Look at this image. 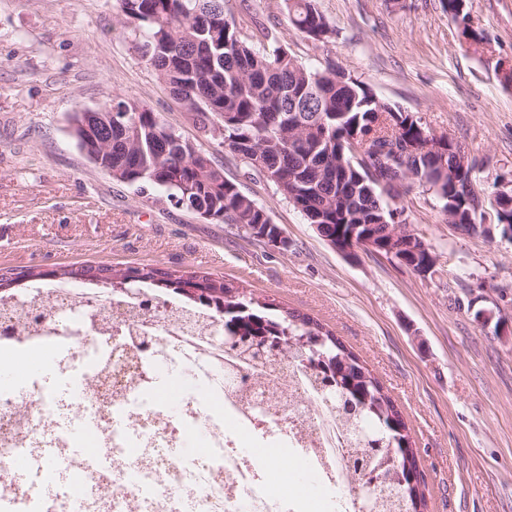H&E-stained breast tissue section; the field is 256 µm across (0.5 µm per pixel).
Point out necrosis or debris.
Returning <instances> with one entry per match:
<instances>
[{
	"label": "necrosis or debris",
	"instance_id": "4bbe7bcc",
	"mask_svg": "<svg viewBox=\"0 0 512 512\" xmlns=\"http://www.w3.org/2000/svg\"><path fill=\"white\" fill-rule=\"evenodd\" d=\"M212 312L150 288L43 283L0 304V512H364L356 444L312 368L224 348ZM315 490L291 497L260 449Z\"/></svg>",
	"mask_w": 512,
	"mask_h": 512
}]
</instances>
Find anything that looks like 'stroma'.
<instances>
[{"label": "stroma", "instance_id": "1", "mask_svg": "<svg viewBox=\"0 0 512 512\" xmlns=\"http://www.w3.org/2000/svg\"><path fill=\"white\" fill-rule=\"evenodd\" d=\"M226 0L241 34L264 19L278 45L333 61L376 98L447 134L479 166L490 199L512 182V0H466L487 51L461 46L441 0H315L334 37L310 40L282 0ZM116 0H0V271L144 265L241 283L327 324L400 407L425 480L427 512H512V240L449 224L422 186L397 199L439 263L423 278L389 256L333 249L220 136L196 126L134 49ZM113 99L148 103L267 209L288 251L204 220L157 190L97 168L71 116ZM491 315L488 325L477 310Z\"/></svg>", "mask_w": 512, "mask_h": 512}]
</instances>
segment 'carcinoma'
I'll return each mask as SVG.
<instances>
[{"instance_id": "cac0c4a2", "label": "carcinoma", "mask_w": 512, "mask_h": 512, "mask_svg": "<svg viewBox=\"0 0 512 512\" xmlns=\"http://www.w3.org/2000/svg\"><path fill=\"white\" fill-rule=\"evenodd\" d=\"M288 22L314 41L331 38V23L315 0H284ZM118 20L134 27V48L157 76L192 113L199 128L220 131L224 146L257 172L268 170L280 178L276 185L283 198L296 189L306 192L309 207L321 213L320 235L345 234L353 224H371L382 235L387 226L400 224L404 209L391 203L393 186L370 175L382 155L373 143L358 151L349 137L366 135L383 112L394 126L407 123L399 108L372 102L370 89L336 67H316L299 62L281 47L268 48L271 33L258 23L255 38L240 37L224 0H118ZM97 112L115 114L112 126L74 113L72 132L89 160L112 177L131 184L152 186L167 199H182L186 190L206 208L203 219L228 224H270L268 212L244 194L218 167L204 174L192 154L173 153L172 137L178 133L147 104L114 100ZM458 146L448 149V170L419 159L416 183L434 187L435 196L448 194V172L453 170ZM138 277L128 282L126 269L112 265L61 268L49 273L31 268L0 273V290L8 298L31 281L46 277L81 278L93 288H153L178 299L206 305L224 326L244 337L230 346L258 360L255 341L265 336L267 348L293 342L291 356L305 357L321 374L324 394L336 400V409L351 424L359 446L352 460L355 472L386 458L376 472H400L405 483L387 490L395 512H424L417 452L412 447L403 414L384 387L326 325L308 314L276 309L244 287L196 271L178 273L154 267L132 268ZM201 288L190 297L180 287Z\"/></svg>"}]
</instances>
